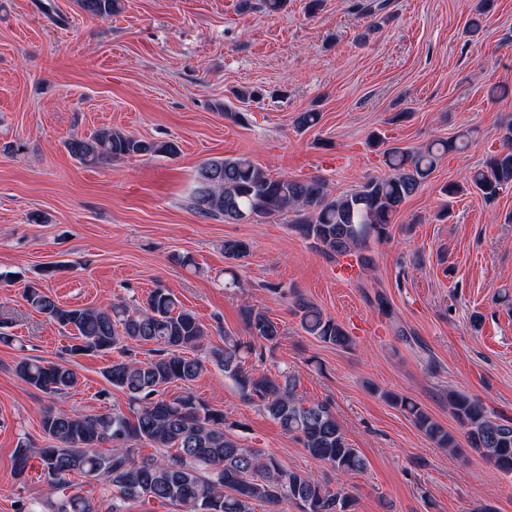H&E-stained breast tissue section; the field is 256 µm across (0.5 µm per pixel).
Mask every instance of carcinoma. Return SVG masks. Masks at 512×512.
<instances>
[{
    "label": "carcinoma",
    "instance_id": "cac0c4a2",
    "mask_svg": "<svg viewBox=\"0 0 512 512\" xmlns=\"http://www.w3.org/2000/svg\"><path fill=\"white\" fill-rule=\"evenodd\" d=\"M85 11L106 17L118 0H79ZM387 0H357L362 16L385 9ZM504 148L470 174V186L487 199L512 186V123L503 134ZM466 131L427 146L384 150L387 171L367 179L346 194L333 195L319 178L294 180L274 177L244 156L211 158L197 170L193 209L226 223L294 214V231L331 259L355 256L369 267L364 253L370 240L391 236L393 216L434 172L442 157L465 149ZM68 153L82 164L134 156L174 157L173 141H146L120 129L103 128L94 136L65 141ZM250 244L224 240V256L241 261ZM24 299L38 313L72 331L74 343L65 352L78 357L116 350L120 356L104 371L109 384L128 395L134 416L119 412L82 415L49 408L42 413V429L49 441L43 448L15 449V470L23 474L38 460L40 476L48 484L45 499L21 506L23 512H120L130 499L175 505L180 512H255L260 503H293L299 512H354L355 499L342 487L329 489L310 474L283 467L272 455L246 448L227 431L224 411L209 406L191 391L164 395L173 383L190 387L213 364L232 379L245 401L256 403L298 441L313 458L339 477L366 469V459L352 447L329 405L305 404L296 392V379L287 374H256L247 362L253 343L275 345L283 335L279 322L262 308L246 306L242 322L249 340L224 332V345H205L208 331L196 314L168 288L157 286L142 301L114 303L106 308H76L60 304L44 289L31 284ZM294 313L302 330L318 341L348 349L353 339L336 319L315 304L296 297ZM130 341L156 346L146 361L130 358ZM27 385L49 395H62L77 383L68 362L24 358L16 366ZM379 397L398 408L437 447L456 452L457 436L420 404L388 390ZM448 410L464 431L467 447L495 469L512 474V420L492 415L476 397L454 389L447 393ZM107 443L110 450L99 452ZM142 445L163 450L160 457L140 458ZM107 485L112 505L100 510L96 498L74 490L71 477Z\"/></svg>",
    "mask_w": 512,
    "mask_h": 512
}]
</instances>
